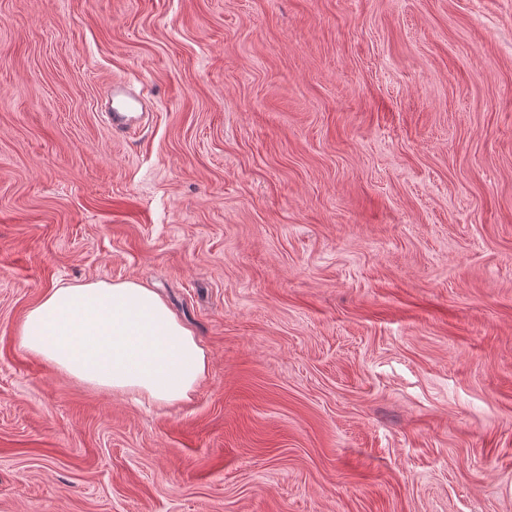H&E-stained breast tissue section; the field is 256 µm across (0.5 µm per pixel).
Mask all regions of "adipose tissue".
I'll return each mask as SVG.
<instances>
[{"label": "adipose tissue", "mask_w": 512, "mask_h": 512, "mask_svg": "<svg viewBox=\"0 0 512 512\" xmlns=\"http://www.w3.org/2000/svg\"><path fill=\"white\" fill-rule=\"evenodd\" d=\"M22 346L81 381L162 405L189 399L208 359L161 297L132 280L46 291L19 328Z\"/></svg>", "instance_id": "ef3b65f1"}]
</instances>
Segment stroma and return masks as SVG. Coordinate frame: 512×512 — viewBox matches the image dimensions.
Returning <instances> with one entry per match:
<instances>
[{"instance_id": "obj_1", "label": "stroma", "mask_w": 512, "mask_h": 512, "mask_svg": "<svg viewBox=\"0 0 512 512\" xmlns=\"http://www.w3.org/2000/svg\"><path fill=\"white\" fill-rule=\"evenodd\" d=\"M96 280L189 402L21 346ZM0 512H512V0H0ZM112 99L116 105L112 107L110 114L113 130H125L130 127V123L135 118L136 111L139 109V99L130 95V92L121 85L112 84ZM21 345L81 381L161 405L189 399L208 359L161 297L133 280L50 288L19 328Z\"/></svg>"}]
</instances>
